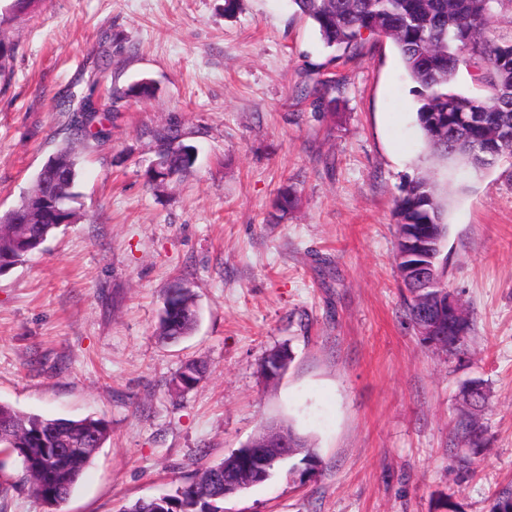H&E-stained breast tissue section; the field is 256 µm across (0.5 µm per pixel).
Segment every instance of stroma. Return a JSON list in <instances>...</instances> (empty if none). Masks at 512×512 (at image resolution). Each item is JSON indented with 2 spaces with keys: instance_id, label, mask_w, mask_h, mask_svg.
Segmentation results:
<instances>
[{
  "instance_id": "stroma-1",
  "label": "stroma",
  "mask_w": 512,
  "mask_h": 512,
  "mask_svg": "<svg viewBox=\"0 0 512 512\" xmlns=\"http://www.w3.org/2000/svg\"><path fill=\"white\" fill-rule=\"evenodd\" d=\"M0 214L67 135L60 99L150 79L110 105L80 150L82 218L0 274V402L46 418H105L100 448L58 512H119L170 492L267 424L291 423L314 473L276 472L224 512H489L512 489V155L438 167L448 288L473 329L427 346L404 314L393 203L426 166L414 84L392 42L349 58L291 0H37L5 18ZM326 82L321 97L303 87ZM171 126L191 172L149 185V132ZM296 207L280 215L279 188ZM193 290L199 321L156 335L166 290ZM292 361L277 385L261 364ZM190 360L204 378L169 382ZM489 389L483 451L454 435L460 390ZM0 512H47L0 453Z\"/></svg>"
}]
</instances>
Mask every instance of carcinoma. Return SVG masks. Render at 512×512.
Returning a JSON list of instances; mask_svg holds the SVG:
<instances>
[{"mask_svg":"<svg viewBox=\"0 0 512 512\" xmlns=\"http://www.w3.org/2000/svg\"><path fill=\"white\" fill-rule=\"evenodd\" d=\"M299 13L318 28L324 43L344 54H355L364 36L389 39L399 52L408 77L417 85L416 122L432 157L440 162L461 161L474 169L493 163L504 153L512 154V37H500L490 28L497 11L512 12V0H291ZM481 71L491 92L483 98L454 94L448 87L460 67ZM125 97L148 99L153 86L141 80L120 91ZM69 113L70 134L48 156L36 174L32 190L48 195L66 210L69 219L79 220L75 191L79 176L75 144L99 138L103 130L94 122L92 95L75 106L60 102ZM155 155L173 175L192 167L188 146L178 130L161 127L151 131ZM28 197L0 215V260L22 262L40 250L60 228L58 215L38 224L17 225L15 221ZM444 208L434 179L420 175L409 181L395 200V223L403 224L409 238L428 232L447 236ZM403 288L408 292L405 311L410 321L420 317L417 299L431 291L417 278L412 280L397 265ZM198 307L191 289L171 288L165 296L157 325L164 340H179L194 329ZM202 362H188L171 385L185 392L203 376ZM455 435L478 452L484 443V428L471 410L460 413ZM111 437L103 418H44L15 410L0 402V448L17 455L22 475L48 512L70 496L90 466L96 451ZM253 449L242 447L219 464L204 466L195 478L176 487L173 494L138 499L120 512H224V484L238 479Z\"/></svg>","mask_w":512,"mask_h":512,"instance_id":"1","label":"carcinoma"}]
</instances>
